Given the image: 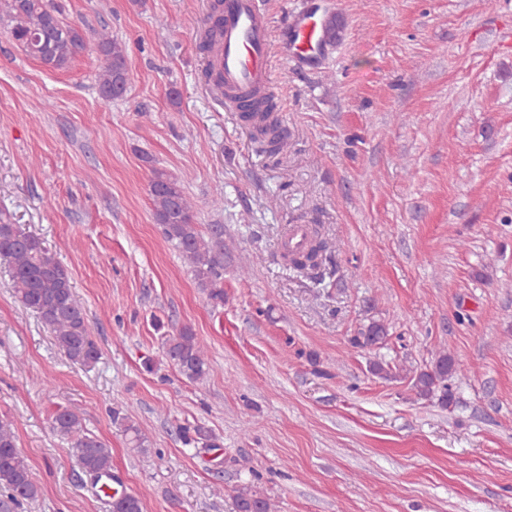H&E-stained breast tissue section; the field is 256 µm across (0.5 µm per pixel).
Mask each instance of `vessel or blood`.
Segmentation results:
<instances>
[{
	"label": "vessel or blood",
	"instance_id": "vessel-or-blood-1",
	"mask_svg": "<svg viewBox=\"0 0 512 512\" xmlns=\"http://www.w3.org/2000/svg\"><path fill=\"white\" fill-rule=\"evenodd\" d=\"M221 23L219 48L208 62L225 88L256 103L272 99L271 35L262 0H224ZM287 30L289 52L303 61L312 59L326 38L325 23L313 12L290 16Z\"/></svg>",
	"mask_w": 512,
	"mask_h": 512
}]
</instances>
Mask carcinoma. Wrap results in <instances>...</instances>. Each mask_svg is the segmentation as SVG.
<instances>
[{"mask_svg":"<svg viewBox=\"0 0 512 512\" xmlns=\"http://www.w3.org/2000/svg\"><path fill=\"white\" fill-rule=\"evenodd\" d=\"M0 25L31 57L49 69H63L85 46L83 31L62 21L53 0H3ZM97 51L101 59L99 94L105 100L124 96L129 82L130 64L125 48L106 33L98 34ZM265 113L252 124L255 138L266 140L273 155L288 152V134L279 128L278 119ZM151 165L149 196L155 222L192 268L198 285L208 301L224 304V227L212 226L203 234L195 224V203L180 181L163 169L152 166L154 159L143 157ZM306 250L294 252L290 263L298 269L320 268L328 243L318 230ZM0 257L8 266L12 288L18 301L34 312L50 331L55 345L73 363L91 366L100 358L93 339L94 330L83 306L76 299L69 270L37 237L20 231L16 225L0 221ZM388 329L384 322L370 319L349 340L354 348H372L385 343ZM165 356L179 373L192 382L207 375V354L193 330L181 328L165 338ZM461 370V364L445 350L434 354L431 365L411 379V390L422 400H435L448 408L455 395L448 381ZM112 424L128 437L138 453L151 451L150 441L128 410H112ZM54 432L67 438L77 455L81 469L95 477L112 471V449L86 431L80 413L74 407L58 409L51 418ZM184 442L204 448H219V438L201 424L181 429ZM40 487L32 477L26 459L17 448L16 435L7 422L0 421V512H18L24 501L39 497ZM235 512H275L269 498L252 482L233 490ZM110 512H143L142 498L134 493L114 495Z\"/></svg>","mask_w":512,"mask_h":512,"instance_id":"1","label":"carcinoma"}]
</instances>
